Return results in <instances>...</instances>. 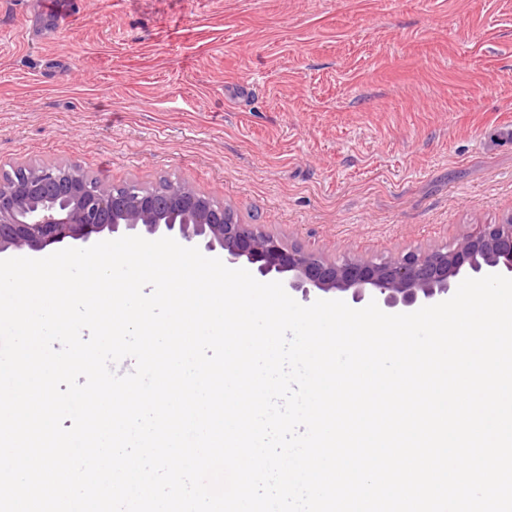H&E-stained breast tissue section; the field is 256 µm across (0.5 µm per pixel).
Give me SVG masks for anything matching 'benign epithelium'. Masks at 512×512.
<instances>
[{"mask_svg":"<svg viewBox=\"0 0 512 512\" xmlns=\"http://www.w3.org/2000/svg\"><path fill=\"white\" fill-rule=\"evenodd\" d=\"M121 229L171 237L186 247L202 242L225 265L245 260L263 277L287 273L283 286L304 297L316 289L389 309L438 303L461 276L512 277V216L500 224H477L445 246L389 260H332L239 223L223 203L185 181H171L162 192L99 180L90 185L75 165L20 166L0 176V255L94 243Z\"/></svg>","mask_w":512,"mask_h":512,"instance_id":"1","label":"benign epithelium"}]
</instances>
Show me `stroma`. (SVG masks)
I'll return each mask as SVG.
<instances>
[{
    "mask_svg": "<svg viewBox=\"0 0 512 512\" xmlns=\"http://www.w3.org/2000/svg\"><path fill=\"white\" fill-rule=\"evenodd\" d=\"M0 0V173L192 184L328 256L512 215V0Z\"/></svg>",
    "mask_w": 512,
    "mask_h": 512,
    "instance_id": "obj_1",
    "label": "stroma"
}]
</instances>
